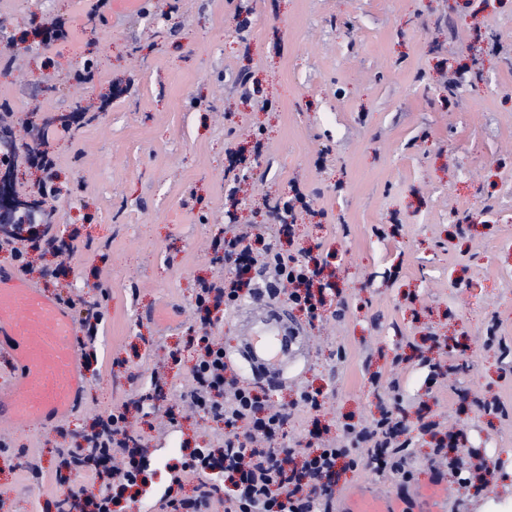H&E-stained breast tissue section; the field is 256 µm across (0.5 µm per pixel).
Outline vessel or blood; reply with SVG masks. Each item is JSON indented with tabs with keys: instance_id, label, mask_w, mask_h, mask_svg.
<instances>
[{
	"instance_id": "vessel-or-blood-1",
	"label": "vessel or blood",
	"mask_w": 512,
	"mask_h": 512,
	"mask_svg": "<svg viewBox=\"0 0 512 512\" xmlns=\"http://www.w3.org/2000/svg\"><path fill=\"white\" fill-rule=\"evenodd\" d=\"M249 336L240 355L255 372L276 377L295 351L296 338L276 309L242 320ZM71 305L27 283L18 271L0 270V343L17 366L0 382V423H53L74 412L83 395L82 352L74 341ZM342 512H401L398 502L367 484L350 494Z\"/></svg>"
}]
</instances>
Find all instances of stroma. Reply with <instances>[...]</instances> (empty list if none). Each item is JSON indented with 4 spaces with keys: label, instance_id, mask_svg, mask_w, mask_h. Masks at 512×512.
I'll return each instance as SVG.
<instances>
[{
    "label": "stroma",
    "instance_id": "stroma-1",
    "mask_svg": "<svg viewBox=\"0 0 512 512\" xmlns=\"http://www.w3.org/2000/svg\"><path fill=\"white\" fill-rule=\"evenodd\" d=\"M237 4L0 0L15 59L0 105L18 144L54 156L63 194L45 218L77 246L30 253L26 279L103 315L80 409L0 426L9 512H56L62 451L115 409L157 461L153 483L214 445L223 423L189 396L205 332L287 406L276 444L295 454L345 445L391 403L409 415L410 482L346 469L333 502L366 481L409 500L435 483L447 512L512 501V0H249L244 38ZM55 20L69 36L43 44ZM87 62L92 82L75 85ZM296 189L307 206L287 228L267 205ZM230 209L264 243L318 254L335 283L314 319L269 296L306 340L274 383L236 354L252 296L205 325L195 307L201 282L236 274L211 248ZM312 388L318 412L300 402ZM451 432L462 446L445 461Z\"/></svg>",
    "mask_w": 512,
    "mask_h": 512
}]
</instances>
